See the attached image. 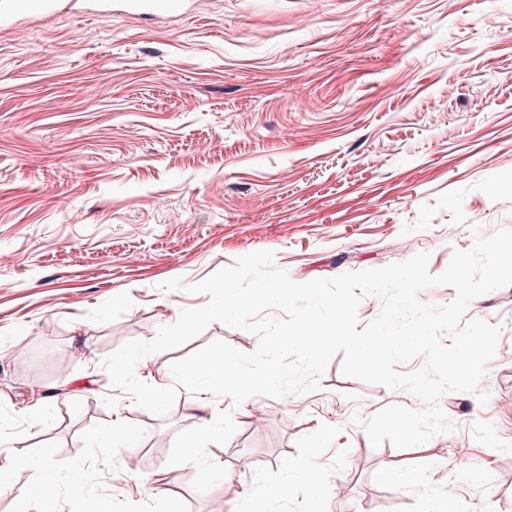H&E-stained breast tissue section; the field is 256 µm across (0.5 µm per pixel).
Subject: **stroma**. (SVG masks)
<instances>
[{"label": "stroma", "instance_id": "1", "mask_svg": "<svg viewBox=\"0 0 512 512\" xmlns=\"http://www.w3.org/2000/svg\"><path fill=\"white\" fill-rule=\"evenodd\" d=\"M504 228L512 0H187L152 19L60 0L0 31V462L40 455L57 477L47 498L0 491V512H225L254 494L266 512H512V286L466 313L501 329L488 401L444 394L453 431L406 450L361 422L424 401L338 356L317 390L263 398L256 427L250 401L183 388L153 415L105 365L251 252L297 283L421 252L438 275ZM215 340L259 343L215 322L135 375L171 386V363ZM38 391L40 419L23 410ZM309 462L343 494L281 491Z\"/></svg>", "mask_w": 512, "mask_h": 512}]
</instances>
